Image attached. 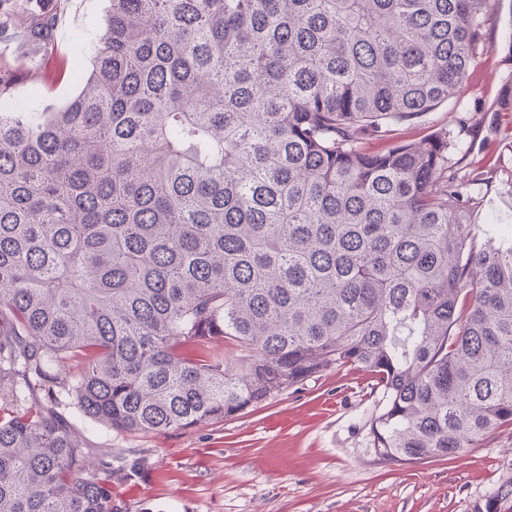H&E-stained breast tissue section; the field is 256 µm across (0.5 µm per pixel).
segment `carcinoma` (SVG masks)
Here are the masks:
<instances>
[{
    "label": "carcinoma",
    "instance_id": "cac0c4a2",
    "mask_svg": "<svg viewBox=\"0 0 512 512\" xmlns=\"http://www.w3.org/2000/svg\"><path fill=\"white\" fill-rule=\"evenodd\" d=\"M110 2L65 107L0 76V512H118L39 393L161 432L349 365L383 461L512 427V225L472 224L447 131L400 133L466 91L490 0Z\"/></svg>",
    "mask_w": 512,
    "mask_h": 512
}]
</instances>
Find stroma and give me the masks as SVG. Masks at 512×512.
I'll return each instance as SVG.
<instances>
[{"label": "stroma", "mask_w": 512, "mask_h": 512, "mask_svg": "<svg viewBox=\"0 0 512 512\" xmlns=\"http://www.w3.org/2000/svg\"><path fill=\"white\" fill-rule=\"evenodd\" d=\"M56 12L54 50L0 37V71L17 76L16 106L63 107L82 88L109 0H50ZM490 54L470 88L407 139L444 129L449 162L471 170L494 156L491 183L473 223L512 225V0H492L485 23ZM86 51L73 58L71 43ZM46 73L40 86L26 71ZM385 405L367 372L335 367L244 413L160 433H124L81 416L71 399L58 410L93 454L112 450L140 462L137 475L112 472L120 512H482L512 482V429L503 428L456 458L410 464L379 460L369 427Z\"/></svg>", "instance_id": "35a3bbf8"}]
</instances>
